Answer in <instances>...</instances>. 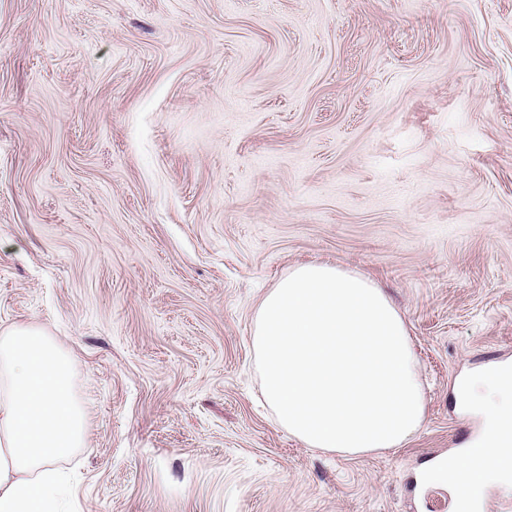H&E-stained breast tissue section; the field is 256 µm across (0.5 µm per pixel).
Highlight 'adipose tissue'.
Instances as JSON below:
<instances>
[{
	"mask_svg": "<svg viewBox=\"0 0 512 512\" xmlns=\"http://www.w3.org/2000/svg\"><path fill=\"white\" fill-rule=\"evenodd\" d=\"M482 381L488 396L470 386L462 399L484 414L488 436L511 430L512 388ZM84 435L66 353L34 325L0 332V512H66L57 464Z\"/></svg>",
	"mask_w": 512,
	"mask_h": 512,
	"instance_id": "adipose-tissue-1",
	"label": "adipose tissue"
}]
</instances>
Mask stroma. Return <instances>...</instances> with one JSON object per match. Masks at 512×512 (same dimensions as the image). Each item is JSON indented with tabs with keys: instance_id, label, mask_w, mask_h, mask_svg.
<instances>
[{
	"instance_id": "stroma-1",
	"label": "stroma",
	"mask_w": 512,
	"mask_h": 512,
	"mask_svg": "<svg viewBox=\"0 0 512 512\" xmlns=\"http://www.w3.org/2000/svg\"><path fill=\"white\" fill-rule=\"evenodd\" d=\"M402 314L425 419L305 447L251 336L297 265ZM72 363V512H454L512 363V0H0V331ZM475 448H469L465 453L448 458V485H452V477L459 481L460 487L467 481V476L473 472Z\"/></svg>"
}]
</instances>
